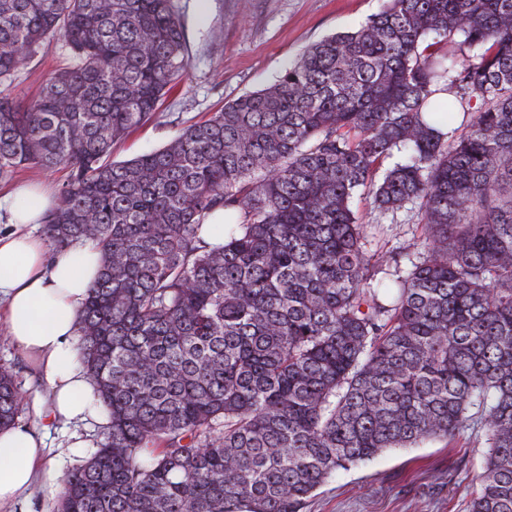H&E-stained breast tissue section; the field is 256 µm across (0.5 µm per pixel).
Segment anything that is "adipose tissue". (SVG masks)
<instances>
[{
    "instance_id": "obj_1",
    "label": "adipose tissue",
    "mask_w": 512,
    "mask_h": 512,
    "mask_svg": "<svg viewBox=\"0 0 512 512\" xmlns=\"http://www.w3.org/2000/svg\"><path fill=\"white\" fill-rule=\"evenodd\" d=\"M8 209L18 232L0 236V325L8 340L32 359L50 389L49 405L33 404L44 424L83 420L102 406L79 362L77 315L102 272V255L84 242L48 258L32 233L56 207L55 198L32 186L18 188ZM43 437L26 427L0 431V505L28 493L44 462Z\"/></svg>"
}]
</instances>
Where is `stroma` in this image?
<instances>
[{"label":"stroma","instance_id":"1","mask_svg":"<svg viewBox=\"0 0 512 512\" xmlns=\"http://www.w3.org/2000/svg\"><path fill=\"white\" fill-rule=\"evenodd\" d=\"M185 26L188 70L154 116L112 149L120 161L157 150L183 128L208 118L240 95L273 82L306 47L335 32L359 28L383 0H176ZM64 41H46L15 73L6 92L19 101L35 98L45 80L67 64ZM353 209L371 224L366 254L397 253L423 234L413 210L378 216L368 200ZM0 363L12 364L23 393L19 425L37 421L28 405L48 400V386L35 364L0 329ZM106 437L104 419L58 422L46 432V464L54 481H36L30 496L9 512H56L67 475ZM487 444L483 431L467 430L455 444L430 440L392 448L373 460L340 471L317 489L304 512H469L474 477Z\"/></svg>","mask_w":512,"mask_h":512}]
</instances>
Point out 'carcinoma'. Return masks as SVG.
<instances>
[{"label":"carcinoma","mask_w":512,"mask_h":512,"mask_svg":"<svg viewBox=\"0 0 512 512\" xmlns=\"http://www.w3.org/2000/svg\"><path fill=\"white\" fill-rule=\"evenodd\" d=\"M55 37L70 66L0 97V179L69 170L48 241L102 254L78 333L108 437L57 512H302L338 471L474 426L470 512H512V0H384L120 162L187 67L174 0H0V84ZM357 195L418 205L425 249L389 281ZM21 404L2 363L0 429Z\"/></svg>","instance_id":"1"}]
</instances>
